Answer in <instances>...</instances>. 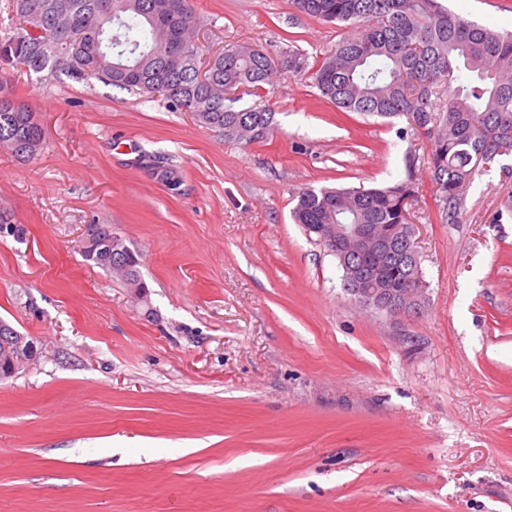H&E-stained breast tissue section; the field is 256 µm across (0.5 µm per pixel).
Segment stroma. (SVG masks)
<instances>
[{
  "instance_id": "1",
  "label": "stroma",
  "mask_w": 512,
  "mask_h": 512,
  "mask_svg": "<svg viewBox=\"0 0 512 512\" xmlns=\"http://www.w3.org/2000/svg\"><path fill=\"white\" fill-rule=\"evenodd\" d=\"M447 5L512 28V0ZM195 6L207 56L313 65L342 36L291 0ZM13 88L46 144L27 164L0 148V318L39 352L0 381V512H512L511 158L451 224L406 119L337 111L307 75L277 72L248 144L98 81ZM412 154L425 303L393 322L291 211ZM92 224L138 255L146 304L83 261Z\"/></svg>"
}]
</instances>
